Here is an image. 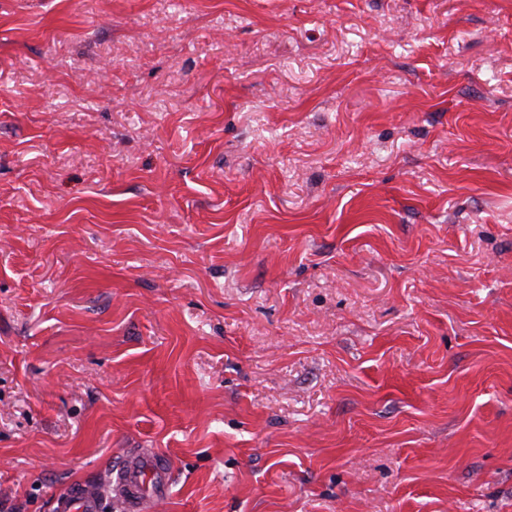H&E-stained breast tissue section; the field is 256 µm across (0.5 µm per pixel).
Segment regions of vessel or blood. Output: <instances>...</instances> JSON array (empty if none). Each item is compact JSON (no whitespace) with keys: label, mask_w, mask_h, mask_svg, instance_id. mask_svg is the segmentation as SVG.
<instances>
[{"label":"vessel or blood","mask_w":512,"mask_h":512,"mask_svg":"<svg viewBox=\"0 0 512 512\" xmlns=\"http://www.w3.org/2000/svg\"><path fill=\"white\" fill-rule=\"evenodd\" d=\"M172 473V462L166 454L140 448L123 457L111 483L126 512H153L155 505L168 496ZM52 508L53 512H102V492L92 486L74 484L55 498Z\"/></svg>","instance_id":"vessel-or-blood-1"}]
</instances>
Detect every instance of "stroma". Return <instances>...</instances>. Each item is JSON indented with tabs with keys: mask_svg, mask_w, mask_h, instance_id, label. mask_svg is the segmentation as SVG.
<instances>
[{
	"mask_svg": "<svg viewBox=\"0 0 512 512\" xmlns=\"http://www.w3.org/2000/svg\"><path fill=\"white\" fill-rule=\"evenodd\" d=\"M512 512V0H0V512ZM172 473V462L166 454L154 448H138L123 457L109 482L125 510L149 512L167 498ZM102 491L85 484H73L58 495L52 505L54 512H102Z\"/></svg>",
	"mask_w": 512,
	"mask_h": 512,
	"instance_id": "stroma-1",
	"label": "stroma"
}]
</instances>
